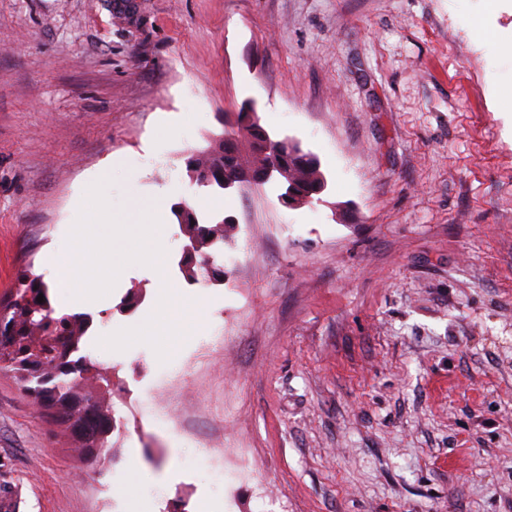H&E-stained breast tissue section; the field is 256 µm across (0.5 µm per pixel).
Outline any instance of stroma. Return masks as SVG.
I'll list each match as a JSON object with an SVG mask.
<instances>
[{
  "mask_svg": "<svg viewBox=\"0 0 512 512\" xmlns=\"http://www.w3.org/2000/svg\"><path fill=\"white\" fill-rule=\"evenodd\" d=\"M512 0H0V302L112 157V207L237 222L220 280L168 274L212 301V336L174 368L111 364L118 428L87 468L64 428L0 369V500L20 512H127L130 453L164 479L153 512H512ZM317 156L320 197L279 179L220 192L186 156L243 103ZM130 271L91 335L128 324ZM247 450L278 492L224 472Z\"/></svg>",
  "mask_w": 512,
  "mask_h": 512,
  "instance_id": "1",
  "label": "stroma"
}]
</instances>
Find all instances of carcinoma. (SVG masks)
Instances as JSON below:
<instances>
[{
    "label": "carcinoma",
    "mask_w": 512,
    "mask_h": 512,
    "mask_svg": "<svg viewBox=\"0 0 512 512\" xmlns=\"http://www.w3.org/2000/svg\"><path fill=\"white\" fill-rule=\"evenodd\" d=\"M249 153L239 147V141L220 138L204 150L191 154L186 167L195 182L202 187L229 190L241 184L240 174L246 169L265 171L280 169L284 182L299 187L300 201L314 197L326 176L320 161L311 164L301 155L288 149L289 139L271 138L264 127L248 138ZM173 214L187 237L199 244L195 259L179 261L187 277L209 276V269H221L212 253L213 247L224 242L233 225L224 221L205 223L196 212L180 202ZM43 296V302L37 297ZM10 317L15 320L14 339L10 348L0 351V365L14 372L24 390L40 401L43 417L53 423L62 421L73 439L79 442L78 451L91 465L102 460V452L112 447L116 428L114 415L108 407L74 389L78 380H92L98 390L108 392L112 373L101 369L82 351L89 339L92 318L88 314H55L49 288L43 278L30 269L21 270Z\"/></svg>",
    "instance_id": "obj_1"
}]
</instances>
